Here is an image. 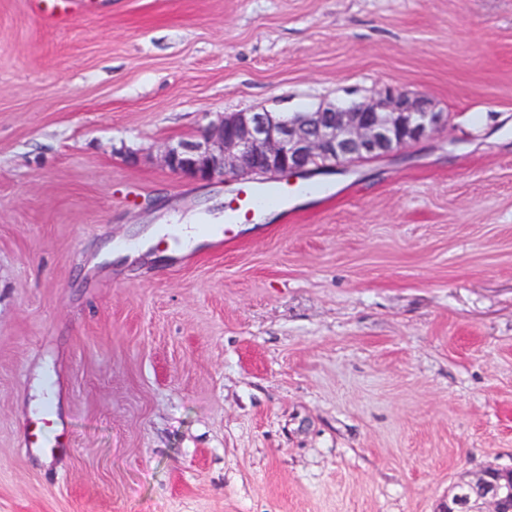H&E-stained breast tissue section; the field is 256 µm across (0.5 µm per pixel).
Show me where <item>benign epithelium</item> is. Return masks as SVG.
Returning <instances> with one entry per match:
<instances>
[{
	"instance_id": "benign-epithelium-1",
	"label": "benign epithelium",
	"mask_w": 512,
	"mask_h": 512,
	"mask_svg": "<svg viewBox=\"0 0 512 512\" xmlns=\"http://www.w3.org/2000/svg\"><path fill=\"white\" fill-rule=\"evenodd\" d=\"M448 121L424 94L385 90L341 108L323 103L310 112L276 116L234 112L211 122L198 140L166 144L159 155L169 170L199 181H242L256 175L284 181L327 170L353 171L358 159L393 158L433 137ZM448 495L439 512H505L512 482L483 469Z\"/></svg>"
}]
</instances>
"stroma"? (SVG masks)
<instances>
[{"label": "stroma", "mask_w": 512, "mask_h": 512, "mask_svg": "<svg viewBox=\"0 0 512 512\" xmlns=\"http://www.w3.org/2000/svg\"><path fill=\"white\" fill-rule=\"evenodd\" d=\"M429 96L399 161L183 255L222 113ZM61 435L26 448L44 403ZM512 466V0H0V512H438Z\"/></svg>", "instance_id": "stroma-1"}]
</instances>
